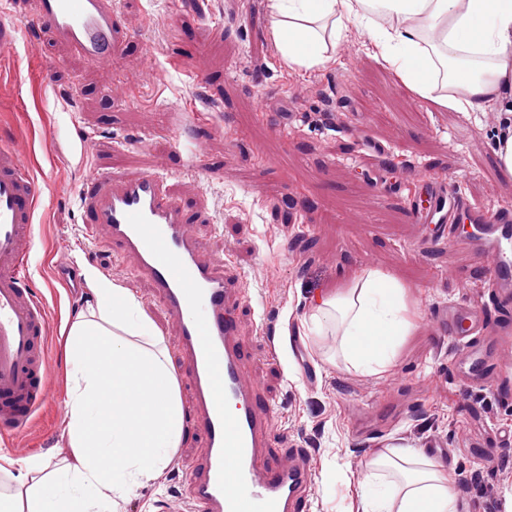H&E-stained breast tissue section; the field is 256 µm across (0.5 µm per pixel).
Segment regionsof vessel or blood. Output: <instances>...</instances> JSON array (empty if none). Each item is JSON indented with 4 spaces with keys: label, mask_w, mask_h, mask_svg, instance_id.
I'll use <instances>...</instances> for the list:
<instances>
[{
    "label": "vessel or blood",
    "mask_w": 512,
    "mask_h": 512,
    "mask_svg": "<svg viewBox=\"0 0 512 512\" xmlns=\"http://www.w3.org/2000/svg\"><path fill=\"white\" fill-rule=\"evenodd\" d=\"M115 0H32L28 24L93 63L111 60ZM40 184L21 153L0 142V430H24L46 400L49 321L27 286ZM86 222L104 244L134 257L156 297L176 320L178 355L188 387L186 425L203 451L183 466L194 512H312L311 474L270 454L275 407L260 398L244 369L237 299L243 281L223 255L204 247L179 203L156 174L106 172L78 194ZM413 223L441 239L459 225L460 243L483 262L497 287L512 288V209L489 216L444 175L422 180ZM437 316L454 336L485 332L479 313L452 305Z\"/></svg>",
    "instance_id": "b4317fda"
}]
</instances>
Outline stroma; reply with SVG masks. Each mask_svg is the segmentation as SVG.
<instances>
[{
    "label": "stroma",
    "mask_w": 512,
    "mask_h": 512,
    "mask_svg": "<svg viewBox=\"0 0 512 512\" xmlns=\"http://www.w3.org/2000/svg\"><path fill=\"white\" fill-rule=\"evenodd\" d=\"M112 60L91 65L64 46L22 30L0 49V135L9 136L37 177L38 208L29 286L51 313L48 397L20 434L0 435V498L13 494L26 459L52 470L73 462L65 433L69 384L65 333L84 308L83 275L95 269L124 285L174 350L171 317L133 260L86 236L77 205L99 172H155L184 208L207 253H223L244 280L241 329L246 369L273 400L274 454L306 453L314 512H359L358 483L377 448L395 442L441 449L459 512H512V338L480 337L482 380L456 363L467 341L436 332L438 310L455 301L490 326L512 322V297L494 288L454 240L430 247L411 223V177L447 175L486 213L512 207V180L498 170L482 117L398 93L390 72L349 28L324 66L288 67L267 29V0H118ZM339 100L336 128L320 123L318 90ZM93 146L70 158L67 132ZM205 146L192 165L189 142ZM366 267L401 275L420 306L417 328L388 373L363 376L326 360L327 338L306 334L302 317L323 289ZM76 272L77 287L58 279ZM199 437L185 434L163 474L138 487L123 512H165L189 504L182 463ZM480 471L482 480L464 478Z\"/></svg>",
    "instance_id": "stroma-1"
}]
</instances>
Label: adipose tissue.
<instances>
[{
  "label": "adipose tissue",
  "mask_w": 512,
  "mask_h": 512,
  "mask_svg": "<svg viewBox=\"0 0 512 512\" xmlns=\"http://www.w3.org/2000/svg\"><path fill=\"white\" fill-rule=\"evenodd\" d=\"M267 20L290 67L324 65L353 25L398 89L454 112L512 114V0H270ZM86 281L91 299L63 347L76 461L49 473L27 464L0 512H117L182 441L183 404L161 333L130 289L94 270ZM418 318L401 276L365 268L319 293L303 326L334 336L333 360L373 376L393 366ZM366 467L375 482L362 512H458L450 474L412 446L386 444Z\"/></svg>",
  "instance_id": "adipose-tissue-1"
}]
</instances>
